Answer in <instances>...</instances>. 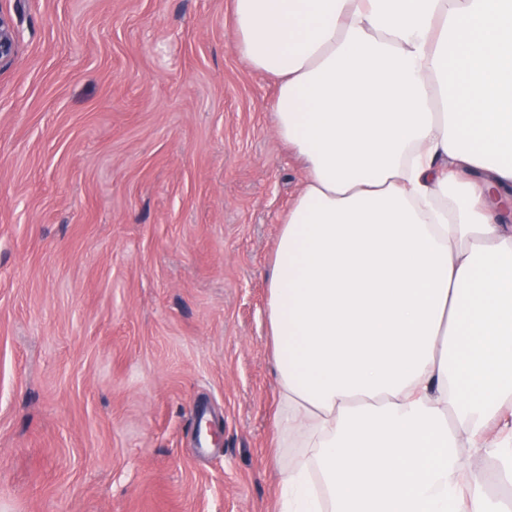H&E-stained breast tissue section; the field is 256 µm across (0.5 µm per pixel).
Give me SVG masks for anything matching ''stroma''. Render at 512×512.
<instances>
[{
	"mask_svg": "<svg viewBox=\"0 0 512 512\" xmlns=\"http://www.w3.org/2000/svg\"><path fill=\"white\" fill-rule=\"evenodd\" d=\"M0 13V512H276L267 279L306 173L231 0ZM16 48V33L8 17L0 13V65L9 62Z\"/></svg>",
	"mask_w": 512,
	"mask_h": 512,
	"instance_id": "1",
	"label": "stroma"
}]
</instances>
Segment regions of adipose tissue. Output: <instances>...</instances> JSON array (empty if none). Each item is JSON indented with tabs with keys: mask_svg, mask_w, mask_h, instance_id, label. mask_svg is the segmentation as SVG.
Returning <instances> with one entry per match:
<instances>
[{
	"mask_svg": "<svg viewBox=\"0 0 512 512\" xmlns=\"http://www.w3.org/2000/svg\"><path fill=\"white\" fill-rule=\"evenodd\" d=\"M232 21L307 172L267 286L277 512H507L461 448L512 446V0Z\"/></svg>",
	"mask_w": 512,
	"mask_h": 512,
	"instance_id": "ef3b65f1",
	"label": "adipose tissue"
}]
</instances>
